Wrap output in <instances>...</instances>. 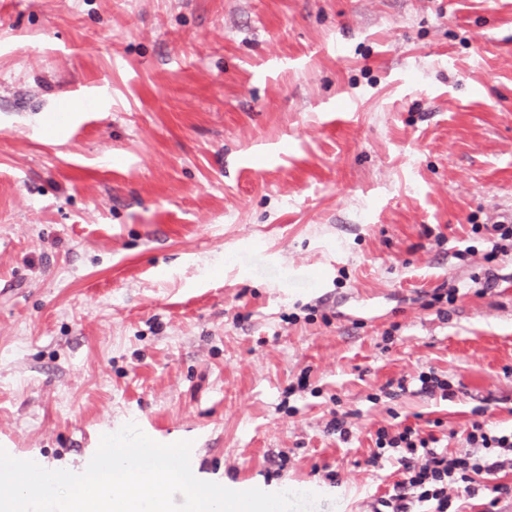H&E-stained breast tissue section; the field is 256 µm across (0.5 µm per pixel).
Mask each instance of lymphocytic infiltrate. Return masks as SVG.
Returning a JSON list of instances; mask_svg holds the SVG:
<instances>
[{
    "label": "lymphocytic infiltrate",
    "mask_w": 512,
    "mask_h": 512,
    "mask_svg": "<svg viewBox=\"0 0 512 512\" xmlns=\"http://www.w3.org/2000/svg\"><path fill=\"white\" fill-rule=\"evenodd\" d=\"M472 414L464 437L469 451L455 457L435 434H422L409 425L395 431L378 428L376 446L397 464L402 478L377 498L373 512H449V491L455 487L471 498L489 491L483 512H495L501 499L512 495L511 485L496 480L505 453H512V432L489 428L484 408H474Z\"/></svg>",
    "instance_id": "f902f5d3"
}]
</instances>
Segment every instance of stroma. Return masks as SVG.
Listing matches in <instances>:
<instances>
[{"instance_id":"35a3bbf8","label":"stroma","mask_w":512,"mask_h":512,"mask_svg":"<svg viewBox=\"0 0 512 512\" xmlns=\"http://www.w3.org/2000/svg\"><path fill=\"white\" fill-rule=\"evenodd\" d=\"M500 221L512 0H0L19 459L75 471L133 422L208 481L372 512L397 479L367 463L378 428L452 455L474 407L512 428ZM431 368L453 400L421 393Z\"/></svg>"}]
</instances>
